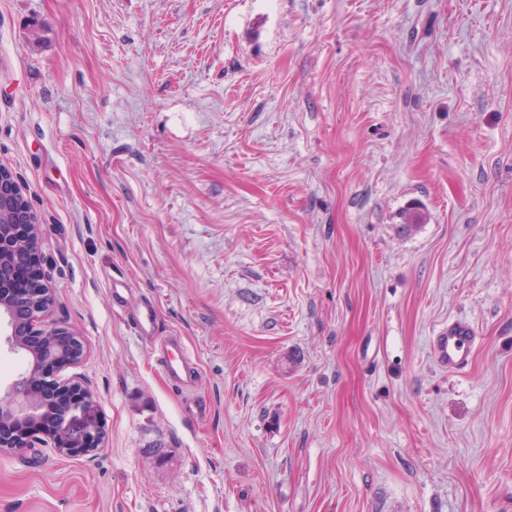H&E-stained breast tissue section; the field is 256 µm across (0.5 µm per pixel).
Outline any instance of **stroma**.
<instances>
[{
	"label": "stroma",
	"instance_id": "stroma-1",
	"mask_svg": "<svg viewBox=\"0 0 512 512\" xmlns=\"http://www.w3.org/2000/svg\"><path fill=\"white\" fill-rule=\"evenodd\" d=\"M0 167L106 433L0 512H512V0H0ZM157 310L153 305L142 306L135 317V326L140 336L152 339L156 329ZM477 336L471 324L465 320L448 322V328L432 338L435 358L448 372L461 373L472 364ZM169 346L177 347L180 356L171 357L167 352ZM158 350L159 361L170 380L185 383L192 379L197 367L184 352L181 336H165L160 341Z\"/></svg>",
	"mask_w": 512,
	"mask_h": 512
}]
</instances>
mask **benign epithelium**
Here are the masks:
<instances>
[{"label": "benign epithelium", "instance_id": "obj_1", "mask_svg": "<svg viewBox=\"0 0 512 512\" xmlns=\"http://www.w3.org/2000/svg\"><path fill=\"white\" fill-rule=\"evenodd\" d=\"M42 225L15 176L0 168V315L6 319V342L10 349L29 357L25 371L0 398V425L17 428L21 439L0 436V452H21L48 443L60 454L84 457L102 447L104 428L97 416L96 393L80 380L59 383L77 396L61 401L43 386L41 368L76 365L84 357L82 337L54 323L45 322L53 304L42 267ZM29 270V286L12 294L15 275Z\"/></svg>", "mask_w": 512, "mask_h": 512}]
</instances>
